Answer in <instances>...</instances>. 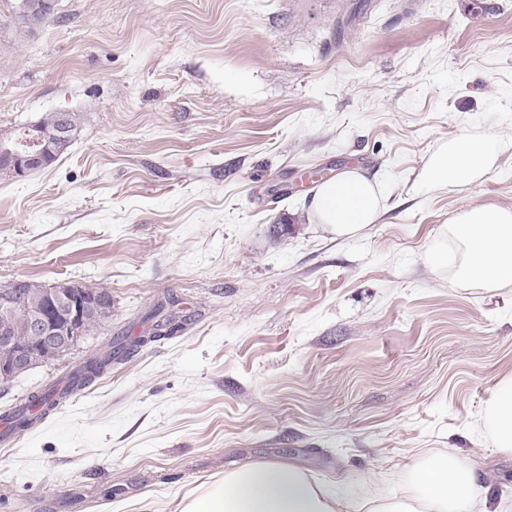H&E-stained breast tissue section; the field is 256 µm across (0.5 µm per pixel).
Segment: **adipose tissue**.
<instances>
[{
    "label": "adipose tissue",
    "instance_id": "adipose-tissue-1",
    "mask_svg": "<svg viewBox=\"0 0 512 512\" xmlns=\"http://www.w3.org/2000/svg\"><path fill=\"white\" fill-rule=\"evenodd\" d=\"M499 151L470 133L449 136L431 153L420 180L431 190L482 182ZM383 195L378 181L349 169L313 190L312 212L323 229L339 236L360 233L375 223ZM446 231L459 244L456 276L489 288L512 285V207H466ZM480 426L495 448L512 453V378L502 380ZM182 512H500L485 479L456 453L415 462L399 492L363 503L347 500L311 481L300 467L264 462L203 484Z\"/></svg>",
    "mask_w": 512,
    "mask_h": 512
}]
</instances>
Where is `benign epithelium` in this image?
I'll use <instances>...</instances> for the list:
<instances>
[{"instance_id":"7a95c632","label":"benign epithelium","mask_w":512,"mask_h":512,"mask_svg":"<svg viewBox=\"0 0 512 512\" xmlns=\"http://www.w3.org/2000/svg\"><path fill=\"white\" fill-rule=\"evenodd\" d=\"M27 132L32 142L28 149L17 148L9 133L0 136V164L17 179L49 167L50 155L56 150L55 140L69 135L64 124L56 132L46 134L32 123ZM43 288L53 313L33 310L26 341L21 343L10 336L8 326L0 327V379L13 376L41 355L42 364L48 365L50 355L69 352L83 339L85 315L92 305L85 290L69 280L48 282Z\"/></svg>"}]
</instances>
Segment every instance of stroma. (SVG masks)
<instances>
[{
    "label": "stroma",
    "instance_id": "obj_1",
    "mask_svg": "<svg viewBox=\"0 0 512 512\" xmlns=\"http://www.w3.org/2000/svg\"><path fill=\"white\" fill-rule=\"evenodd\" d=\"M48 112L83 125L0 180V284H94L112 318L0 411L168 294L185 322L0 445V512H181L263 461L387 496L451 448L512 512V454L478 431L512 376V286L458 281L445 233L512 207V147L479 184H420L448 135L512 140V0H58L22 40L0 0V132ZM351 168L384 209L339 237L310 183Z\"/></svg>",
    "mask_w": 512,
    "mask_h": 512
}]
</instances>
